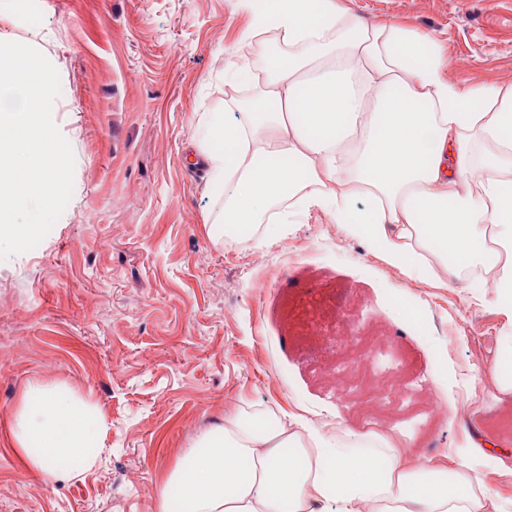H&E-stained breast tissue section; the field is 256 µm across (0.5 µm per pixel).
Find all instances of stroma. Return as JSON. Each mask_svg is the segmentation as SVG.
Instances as JSON below:
<instances>
[{
	"mask_svg": "<svg viewBox=\"0 0 512 512\" xmlns=\"http://www.w3.org/2000/svg\"><path fill=\"white\" fill-rule=\"evenodd\" d=\"M342 5L435 37L449 81L512 78V0ZM253 22L245 0H40L34 13L0 0V41L57 61L68 96L53 119L75 158L63 215L36 249L0 260V512H155L178 455L240 406L305 409L330 433L389 418L414 457L440 458L474 425L512 442V395L495 376L512 319L490 289L409 280L318 210L263 240L208 236L224 200L190 157L206 116L239 91L227 73L256 58ZM398 301L427 332L398 327ZM344 320L354 341L330 381L318 338ZM367 349L400 381L377 404L348 375ZM56 387L105 427L96 467L46 486L12 435L25 397ZM431 390L450 418L430 417Z\"/></svg>",
	"mask_w": 512,
	"mask_h": 512,
	"instance_id": "stroma-1",
	"label": "stroma"
}]
</instances>
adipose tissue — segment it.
<instances>
[{"mask_svg": "<svg viewBox=\"0 0 512 512\" xmlns=\"http://www.w3.org/2000/svg\"><path fill=\"white\" fill-rule=\"evenodd\" d=\"M259 20L288 64L260 56L239 115L205 123L225 237L263 238L318 209L406 277L488 284L512 308V82H450L435 38L364 25L339 0H266ZM101 420L65 390L43 392L20 413L17 452L53 485L64 460L94 466ZM411 445L243 408L200 436L155 512H512L486 483L505 459L484 431L440 463L407 459Z\"/></svg>", "mask_w": 512, "mask_h": 512, "instance_id": "1", "label": "adipose tissue"}]
</instances>
